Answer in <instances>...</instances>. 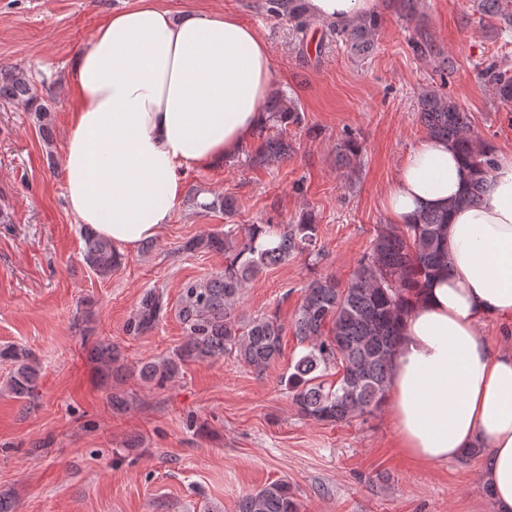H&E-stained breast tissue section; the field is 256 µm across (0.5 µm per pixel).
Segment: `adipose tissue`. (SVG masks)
<instances>
[{
	"label": "adipose tissue",
	"instance_id": "obj_1",
	"mask_svg": "<svg viewBox=\"0 0 512 512\" xmlns=\"http://www.w3.org/2000/svg\"><path fill=\"white\" fill-rule=\"evenodd\" d=\"M314 17L346 23L381 0H306ZM77 108L65 152V198L77 221L136 251L169 224L181 173L222 164L266 115V45L229 13L185 20L152 0L112 14L72 64ZM447 142L421 139L402 159L383 208L391 224L448 210V267L405 320L386 405L398 446L423 466L487 451L479 475L493 512H512V350L481 334L512 323V154L496 159L480 198Z\"/></svg>",
	"mask_w": 512,
	"mask_h": 512
}]
</instances>
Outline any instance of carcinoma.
Returning <instances> with one entry per match:
<instances>
[{"label":"carcinoma","mask_w":512,"mask_h":512,"mask_svg":"<svg viewBox=\"0 0 512 512\" xmlns=\"http://www.w3.org/2000/svg\"><path fill=\"white\" fill-rule=\"evenodd\" d=\"M271 12L286 16L302 30L310 16L302 0H269ZM477 11L512 28V0H477ZM380 20L359 17L330 30L345 42L350 54L364 59L372 54ZM417 54L439 58L442 49L428 36L414 42ZM501 103L512 106V70L497 62L479 71ZM0 101L37 103L35 86L24 70L0 72ZM266 125L276 130L259 134L260 143L246 154L244 163L261 166L285 159L291 151L287 127L299 125L297 102L284 92H274L264 105ZM39 130L48 135V116L43 104L35 107ZM418 112L429 135L448 141L459 153L468 173V186L448 209L422 213L405 228L385 226L359 260L350 283L343 287L332 276L316 277L304 288L293 321L294 335L306 344V352L281 377L292 403L307 420L349 422L378 411L388 389L394 353L401 336L400 316L405 300L448 264L446 224L448 210L478 200L481 185L494 166L492 144L472 133V115L437 89L423 91ZM360 152L355 137L347 133L339 143L336 162L351 168ZM189 189L190 204L203 211L219 210L230 218L237 211L235 197L226 194L199 199ZM82 263L99 277H108L122 265L123 256L108 239L88 227L81 230ZM187 253L212 251L226 254L224 270L181 285L175 307L182 325L183 342L158 359L130 363L112 343L96 342L91 358L106 379L137 380L162 387L183 374L190 362H211L231 357L255 372L264 373L282 352L285 327L278 312L247 316L239 309L242 292L264 269L281 265L297 254L321 252L318 225L306 217L296 224H252L244 238L233 230L209 233L187 240ZM168 303L155 288L144 291L128 318L125 332L143 336L152 331L167 311ZM0 359L13 364L7 389L16 399L32 403L37 398L39 363L31 350L6 345ZM238 512H299L293 486L285 479L268 483L242 497Z\"/></svg>","instance_id":"carcinoma-1"}]
</instances>
